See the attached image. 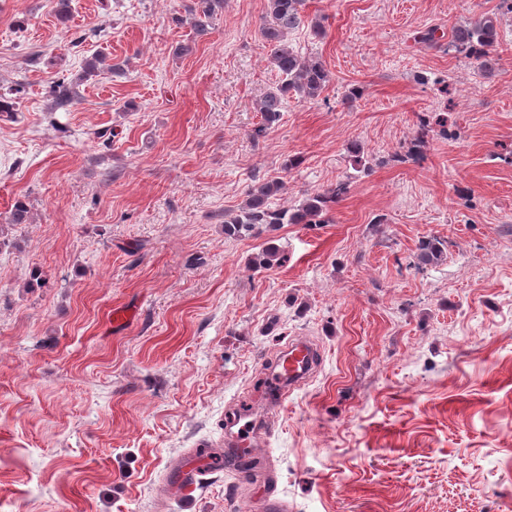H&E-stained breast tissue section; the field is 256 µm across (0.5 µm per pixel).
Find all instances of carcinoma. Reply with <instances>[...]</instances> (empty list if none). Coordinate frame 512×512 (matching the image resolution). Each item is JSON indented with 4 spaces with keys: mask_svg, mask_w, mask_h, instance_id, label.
Returning a JSON list of instances; mask_svg holds the SVG:
<instances>
[{
    "mask_svg": "<svg viewBox=\"0 0 512 512\" xmlns=\"http://www.w3.org/2000/svg\"><path fill=\"white\" fill-rule=\"evenodd\" d=\"M307 0H266V12L259 33L273 68L281 81L267 92L259 103L263 133L275 125L283 112L288 95L299 99L316 100L330 83L329 71L323 62L312 56H302L288 45V34L303 21ZM224 0H194L189 7V23L195 35L208 34L212 21L223 12ZM451 47L482 69L498 65L500 22L497 16H484L470 26L456 29ZM104 67L114 75L124 73L120 63H107V56L98 53L87 61V71L93 73ZM283 181L279 178H256L248 186L245 204L233 215L224 216V235L238 238L262 232L280 224H323L324 215L332 204L349 189L338 182L322 192L305 197L289 209H273L269 199L279 193ZM444 249L436 239H426L418 247L417 267L433 266L442 261Z\"/></svg>",
    "mask_w": 512,
    "mask_h": 512,
    "instance_id": "cac0c4a2",
    "label": "carcinoma"
}]
</instances>
